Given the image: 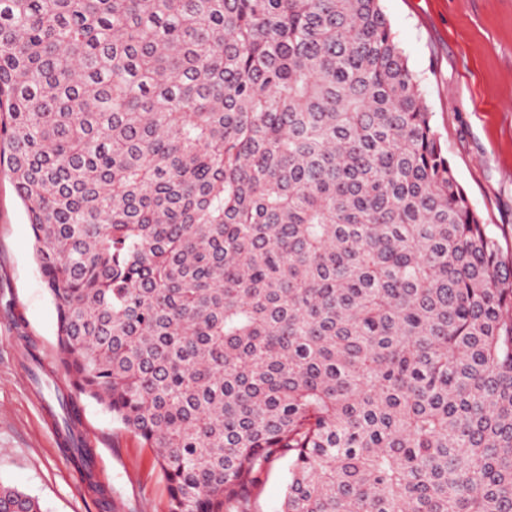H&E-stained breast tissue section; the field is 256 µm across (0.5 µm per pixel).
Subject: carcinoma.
I'll use <instances>...</instances> for the list:
<instances>
[{
  "label": "carcinoma",
  "instance_id": "1",
  "mask_svg": "<svg viewBox=\"0 0 512 512\" xmlns=\"http://www.w3.org/2000/svg\"><path fill=\"white\" fill-rule=\"evenodd\" d=\"M2 163L58 368L167 512H251L279 459L278 512H512V253L380 0H0Z\"/></svg>",
  "mask_w": 512,
  "mask_h": 512
}]
</instances>
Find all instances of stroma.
<instances>
[{
  "instance_id": "stroma-1",
  "label": "stroma",
  "mask_w": 512,
  "mask_h": 512,
  "mask_svg": "<svg viewBox=\"0 0 512 512\" xmlns=\"http://www.w3.org/2000/svg\"><path fill=\"white\" fill-rule=\"evenodd\" d=\"M409 66L421 82L432 124L470 201L512 248V0H382ZM34 342L54 368L56 310L33 256L26 213L7 166H0V482L38 500L42 512H100L61 455L38 398H53L26 356ZM83 429L101 482L121 512H167L168 484L152 449L83 399ZM288 463L270 464L252 512H277Z\"/></svg>"
}]
</instances>
